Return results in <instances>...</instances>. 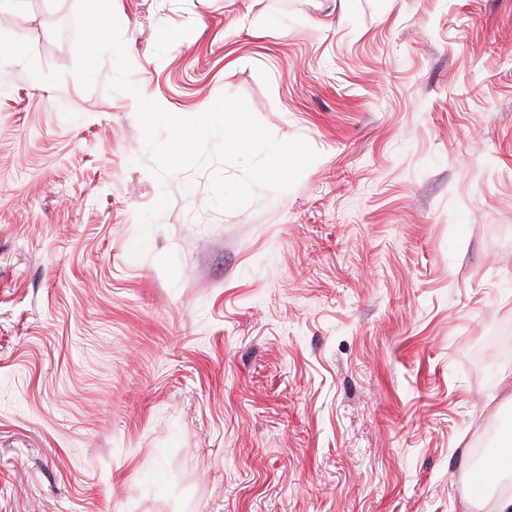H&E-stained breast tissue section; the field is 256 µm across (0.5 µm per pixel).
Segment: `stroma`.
Segmentation results:
<instances>
[{"instance_id":"stroma-1","label":"stroma","mask_w":512,"mask_h":512,"mask_svg":"<svg viewBox=\"0 0 512 512\" xmlns=\"http://www.w3.org/2000/svg\"><path fill=\"white\" fill-rule=\"evenodd\" d=\"M76 7L0 0V512H492L512 0H113L135 95ZM224 94L317 154L231 211L137 119Z\"/></svg>"}]
</instances>
